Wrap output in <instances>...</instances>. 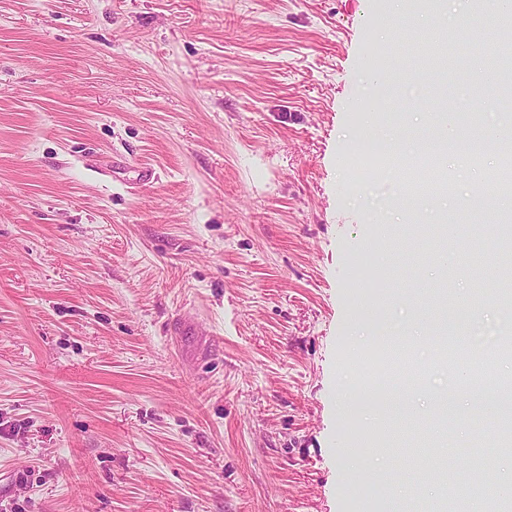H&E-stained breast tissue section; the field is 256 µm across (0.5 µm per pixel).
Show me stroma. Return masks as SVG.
Instances as JSON below:
<instances>
[{
	"label": "stroma",
	"mask_w": 512,
	"mask_h": 512,
	"mask_svg": "<svg viewBox=\"0 0 512 512\" xmlns=\"http://www.w3.org/2000/svg\"><path fill=\"white\" fill-rule=\"evenodd\" d=\"M389 8L0 0V512H512L510 457L476 502L402 462L423 424L451 470L497 445L428 337L491 348L512 324V303L472 309L428 224L447 208L457 239L469 167L506 164L497 85L482 154L441 157L414 210L390 205L419 142L455 125L423 104L415 43L467 10L484 46L506 28L447 0L397 41ZM369 378L394 403L348 408ZM450 387L437 420L426 395ZM373 145L368 139H360L353 143L347 159V166L355 178L363 175V168L372 165Z\"/></svg>",
	"instance_id": "obj_1"
}]
</instances>
